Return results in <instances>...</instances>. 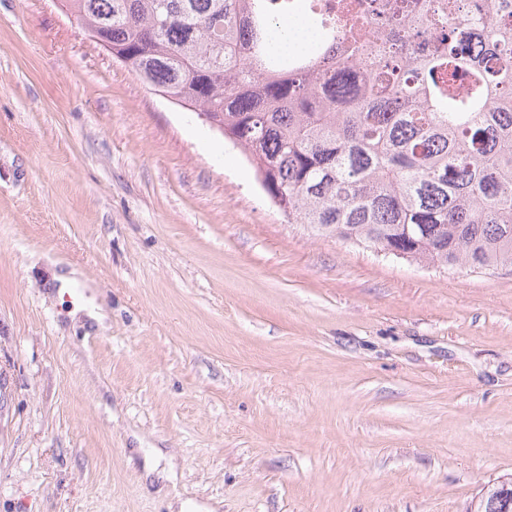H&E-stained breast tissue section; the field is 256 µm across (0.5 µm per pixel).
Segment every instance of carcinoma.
Instances as JSON below:
<instances>
[{
    "label": "carcinoma",
    "instance_id": "cac0c4a2",
    "mask_svg": "<svg viewBox=\"0 0 512 512\" xmlns=\"http://www.w3.org/2000/svg\"><path fill=\"white\" fill-rule=\"evenodd\" d=\"M62 6L107 22L143 83L221 117L288 223L416 264L512 267V0H420L405 35L382 26L381 45L332 42L288 69L268 53L288 15L264 0Z\"/></svg>",
    "mask_w": 512,
    "mask_h": 512
}]
</instances>
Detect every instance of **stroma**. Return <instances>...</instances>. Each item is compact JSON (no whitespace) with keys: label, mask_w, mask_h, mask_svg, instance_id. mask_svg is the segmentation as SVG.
Returning <instances> with one entry per match:
<instances>
[{"label":"stroma","mask_w":512,"mask_h":512,"mask_svg":"<svg viewBox=\"0 0 512 512\" xmlns=\"http://www.w3.org/2000/svg\"><path fill=\"white\" fill-rule=\"evenodd\" d=\"M511 475L512 269L288 223L57 0H0V512H464Z\"/></svg>","instance_id":"obj_1"}]
</instances>
